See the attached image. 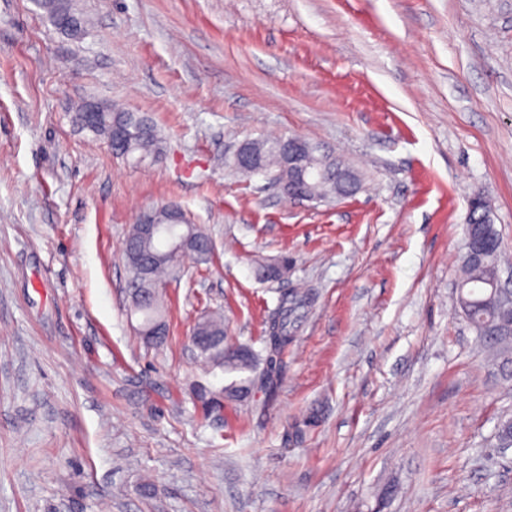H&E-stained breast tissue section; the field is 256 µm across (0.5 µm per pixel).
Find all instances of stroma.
<instances>
[{
  "instance_id": "stroma-1",
  "label": "stroma",
  "mask_w": 512,
  "mask_h": 512,
  "mask_svg": "<svg viewBox=\"0 0 512 512\" xmlns=\"http://www.w3.org/2000/svg\"><path fill=\"white\" fill-rule=\"evenodd\" d=\"M72 5L78 39L0 0V512H512V365L458 306L473 193L512 284V0ZM88 100L149 117L162 163L82 130ZM280 135L359 191L294 204L228 167ZM171 200L215 252L166 289L154 347L123 242ZM297 286L316 301L274 390L205 412L195 386L232 377L198 317L257 349Z\"/></svg>"
}]
</instances>
